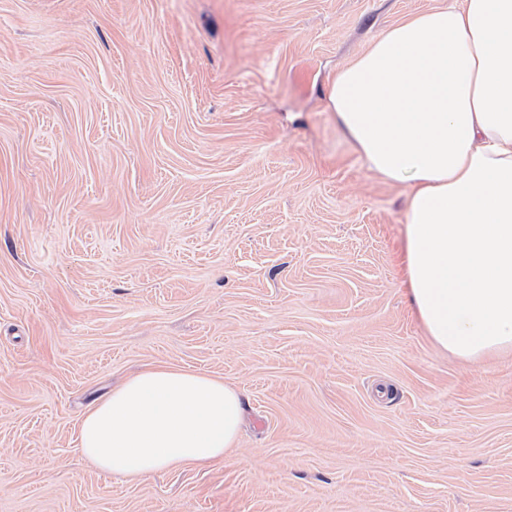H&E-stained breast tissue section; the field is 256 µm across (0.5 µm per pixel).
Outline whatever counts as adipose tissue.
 <instances>
[{"instance_id":"obj_1","label":"adipose tissue","mask_w":512,"mask_h":512,"mask_svg":"<svg viewBox=\"0 0 512 512\" xmlns=\"http://www.w3.org/2000/svg\"><path fill=\"white\" fill-rule=\"evenodd\" d=\"M336 124L368 168L409 187L404 265L415 312L469 361L512 349V0H460L387 29L340 70ZM240 392L149 367L92 404L82 454L136 479L223 460Z\"/></svg>"}]
</instances>
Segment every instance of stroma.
Returning a JSON list of instances; mask_svg holds the SVG:
<instances>
[{
  "label": "stroma",
  "mask_w": 512,
  "mask_h": 512,
  "mask_svg": "<svg viewBox=\"0 0 512 512\" xmlns=\"http://www.w3.org/2000/svg\"><path fill=\"white\" fill-rule=\"evenodd\" d=\"M444 0H0V512H512V349L439 347L405 184L337 73ZM243 398L223 461L77 447L146 366Z\"/></svg>",
  "instance_id": "1"
}]
</instances>
